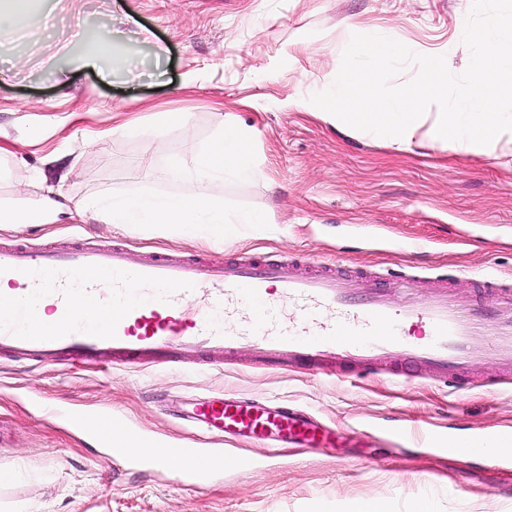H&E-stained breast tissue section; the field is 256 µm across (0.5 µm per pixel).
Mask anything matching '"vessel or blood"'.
Wrapping results in <instances>:
<instances>
[{
    "label": "vessel or blood",
    "instance_id": "vessel-or-blood-1",
    "mask_svg": "<svg viewBox=\"0 0 512 512\" xmlns=\"http://www.w3.org/2000/svg\"><path fill=\"white\" fill-rule=\"evenodd\" d=\"M415 277L391 273L376 279L348 273L324 261L243 253L221 261L200 255L152 253L130 261L121 242L89 247L70 238L31 246L0 243V357L40 365L131 362L172 366L186 354L216 360L253 349L274 366L332 367L343 374L370 371L395 350L407 368L422 367L451 391L469 388L467 374L482 355L470 338L479 328L489 349L512 367V298L506 311L481 316L448 298L451 280L438 292L393 304L394 288L413 290ZM54 313L46 322L36 312ZM329 311L331 323L319 320ZM179 416L202 445L159 441L153 452L135 448L126 420L109 413H76L78 432L99 447L127 443L128 456L147 468L175 458L192 483L206 484L228 470L250 468L249 459L221 451L226 440H248L271 449L280 443L332 448L336 434L312 416L271 403L221 394L187 400ZM512 447V432L482 433L453 447L456 455H480L488 440Z\"/></svg>",
    "mask_w": 512,
    "mask_h": 512
}]
</instances>
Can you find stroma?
<instances>
[{
    "label": "stroma",
    "mask_w": 512,
    "mask_h": 512,
    "mask_svg": "<svg viewBox=\"0 0 512 512\" xmlns=\"http://www.w3.org/2000/svg\"><path fill=\"white\" fill-rule=\"evenodd\" d=\"M473 0H49L56 18L46 34H0L9 73L0 75V193L24 198L41 185L72 201L105 192L177 191L170 159H190L225 120L254 132L249 181L212 191L269 217L268 229L241 226L231 242L151 229L96 224L74 215L53 224H2L0 238L41 244L79 236L90 245L124 241L131 261L150 252L239 251L342 260L374 273L403 271L455 281L452 297L495 311L477 295L482 274L512 282V143L487 155L455 154L427 142L390 141L337 128L307 102L325 89L353 34H386L423 54L447 56L461 73ZM155 34L137 41L128 17ZM115 33L118 53L141 61L147 77L101 75L85 67L86 43ZM187 123L130 137L159 114ZM42 132L30 142L28 132ZM100 134L87 148L85 136ZM401 354L358 378L271 367L250 350L216 368L188 357L173 367H43L0 358V466L16 479L0 488V512H344L352 502L384 501L409 512L426 498L433 512H512V457L457 458L442 439L512 430V383L498 384L491 355L472 367L474 384L453 393L422 373L392 380ZM271 399L315 413L336 430L333 448H293L258 472L225 475L202 486L130 466L75 434L66 408L113 410L144 433L190 437L170 410L212 394ZM410 437L395 436L397 427Z\"/></svg>",
    "instance_id": "obj_1"
}]
</instances>
